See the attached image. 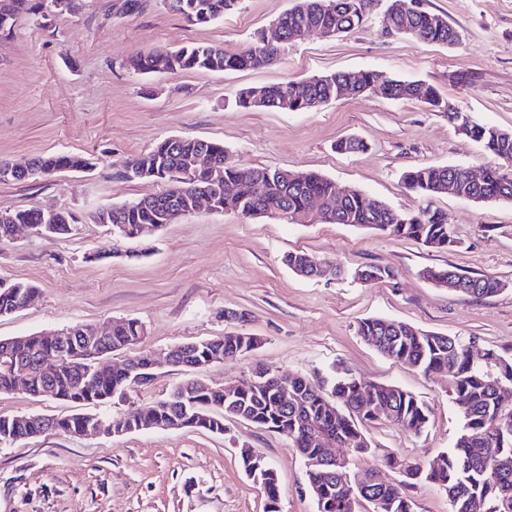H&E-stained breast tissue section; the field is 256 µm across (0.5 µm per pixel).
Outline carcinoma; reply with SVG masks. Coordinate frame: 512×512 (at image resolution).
<instances>
[{
    "mask_svg": "<svg viewBox=\"0 0 512 512\" xmlns=\"http://www.w3.org/2000/svg\"><path fill=\"white\" fill-rule=\"evenodd\" d=\"M240 0H169V11L192 24H207L224 16ZM413 0H400L397 13L389 18L395 30L404 27L422 30L428 41L453 45L458 41L456 30L439 22V15L412 7ZM362 0H297L296 5L277 18L282 44L294 38L296 30L316 26L326 30L340 29L345 33L358 28L364 20ZM40 0H0V30H11L21 14L34 20L44 17ZM279 57L276 50L266 47L261 39L249 47L229 53L215 45H192L176 51L155 48L136 55L131 64L144 73H176L185 70L223 72L226 70L260 69L273 64ZM364 85H374L386 99L409 97L422 99L428 105L456 108L440 101L430 86H423L381 71L367 70L356 74ZM345 72L313 76L302 81L253 86L240 92L237 106L243 109L265 108L281 112H300L315 108L309 101L325 104L336 99L337 89L345 83ZM462 135L482 145L484 150L501 160V164L483 171L480 181H472L461 165L418 166L403 172L405 187L417 195L430 197L448 192L454 186L457 195L474 201H512V132L493 126L468 122ZM207 152L210 166H192L194 158ZM46 177L63 170H83L88 159L76 154L53 153L33 159ZM127 163L142 170L143 179L164 182L168 188L159 194L146 196L119 206L105 208L93 216V221L112 228V234L134 239L145 224L160 228L168 223L171 208L185 212L195 208L197 192L212 199V209L251 217L271 208L290 224L297 223L308 212L312 197H323L337 204L332 222L370 228L387 235L410 238L427 248L451 250L458 241L438 212L424 209L416 214L400 213L387 205L377 209L360 190L344 191L342 186L316 172L303 171L297 179L285 169L242 167L231 160L224 144L204 139L168 138L151 151L133 156ZM262 181L264 193L255 197L253 184ZM79 218L68 211L19 210L0 214V242L11 235L14 224H30L40 235L53 238L67 235ZM426 279L439 288L453 293L482 298L502 291L501 280L494 276H469L453 269H426ZM11 290L0 289V313L19 303V296L34 293L29 283L11 282ZM141 323L135 319L112 321V346L140 334ZM358 334L381 355L412 366L425 374H446L450 377L449 396L462 418V427L453 447L438 454L426 465L385 456L386 467L405 470L399 484L370 483L371 473L352 466L340 467L328 475L323 470L306 472L308 488L313 490L316 512H360L361 502L380 501L381 512H414L415 503L407 488L423 482L436 485L446 496L450 512H472V505L484 499L491 512H512V402L504 401L494 388V377L502 378L512 388V353L488 351L487 360L475 361L468 352V339L463 336L426 331L408 323L387 318H369L358 326ZM258 339L245 334L224 335L218 339L200 341L192 355L201 359L217 354L239 357L256 349ZM28 379H23L0 364V392L15 390L27 383L33 395L49 386L69 395L81 405L112 400L113 388H130L132 376L129 362L101 368L91 384L81 382L76 368L62 364L51 375L42 372L36 361L28 363ZM288 391L296 405L283 407L277 391L255 387L229 397L221 387L204 389L191 380L173 390L172 406L160 410L152 405L142 411L146 420L162 415L185 416L187 402L197 408L223 412L219 422L184 425L186 429L224 432L221 421L240 418L285 437L303 458L320 450L301 430L306 423L316 427L337 447L348 449L351 456L370 453L371 441L362 430L366 422H394L405 431L418 435L429 422V408L412 392L401 387L363 380L347 369L336 368L327 377L295 375L288 382ZM41 428L37 418L0 419V430L17 436L36 434ZM261 464L269 472L264 490V512H280L279 479L266 459Z\"/></svg>",
    "mask_w": 512,
    "mask_h": 512,
    "instance_id": "1",
    "label": "carcinoma"
}]
</instances>
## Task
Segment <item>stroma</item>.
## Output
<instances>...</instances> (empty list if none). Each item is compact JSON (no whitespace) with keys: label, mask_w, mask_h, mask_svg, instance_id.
I'll use <instances>...</instances> for the list:
<instances>
[{"label":"stroma","mask_w":512,"mask_h":512,"mask_svg":"<svg viewBox=\"0 0 512 512\" xmlns=\"http://www.w3.org/2000/svg\"><path fill=\"white\" fill-rule=\"evenodd\" d=\"M123 3L81 0L78 11L54 12L39 25L23 16L0 34V162L57 152L93 161L84 171L0 182V213L54 209L80 219L67 235L48 239L23 228L0 244V277L38 288L24 309L0 316V338L140 321L145 335L108 354L112 364L227 334L256 336L261 346L236 360L203 369L161 366L151 384L87 410L105 420L127 416L191 379L219 386L242 381L256 363L288 376L339 364L406 389L430 409L418 435L390 422L367 425L372 453L358 468L388 453L423 464L451 448L461 416L447 377L382 356L357 329L363 319L385 317L474 337L485 351L512 348V202L421 197L401 180L419 165L479 172L495 157L417 98L369 93L303 112L244 110L235 100L251 86L378 70L431 86L473 121L512 132V0H419L456 29L452 46L388 34L382 15L389 0H372L360 27L337 38L310 33L291 41L274 65L176 74H142L127 61L157 47L243 50L295 0H241L203 25L170 13L162 0H140L135 11ZM172 136L223 143L245 167L313 171L400 212H442L458 245L436 250L347 224H288L205 208L136 240L94 223L99 209L163 191L157 182L126 179L124 163ZM348 137L363 140L365 150L337 152L336 142ZM292 252L312 254L343 274L300 277L284 263ZM365 266L389 268L395 277L355 281L352 271ZM448 267L492 275L508 287L474 299L422 276L424 269ZM229 311L237 320L226 319ZM77 411L21 390L0 393V416ZM245 445L276 469L281 512H315L303 460L287 439L241 419L225 421L220 434L47 433L0 444V512H263V493L239 463Z\"/></svg>","instance_id":"35a3bbf8"}]
</instances>
